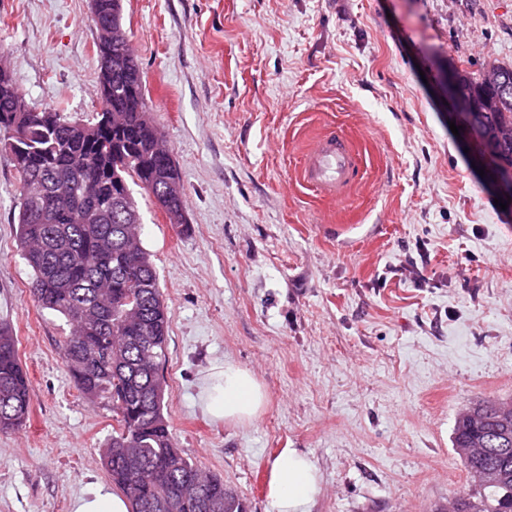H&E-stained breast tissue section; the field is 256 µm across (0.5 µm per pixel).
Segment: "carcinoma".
<instances>
[{"mask_svg": "<svg viewBox=\"0 0 512 512\" xmlns=\"http://www.w3.org/2000/svg\"><path fill=\"white\" fill-rule=\"evenodd\" d=\"M100 63L121 54L126 66L106 76L99 68L102 114L120 111V124L88 141L86 131L49 108L31 113L26 135L12 150L19 178L37 184L42 197L19 194L17 238L32 272L38 305L71 326L61 354L77 389L90 401L112 404L119 424L103 460L130 512H246L224 479L188 485L199 466L178 451L164 415L169 317L157 272L139 236L141 215L123 197L127 178L155 200L171 224H184L179 170L164 151L149 116L137 59L123 40L121 0H92ZM112 29V43L104 32ZM503 82L484 85L460 72L461 95L474 103L473 126L486 137L490 179L512 196V67ZM21 94L0 69V128H9ZM149 338V343L140 337ZM512 401L487 400L459 414L453 445L468 448V473L495 471L492 481H471L450 512H512ZM30 415L29 381L13 332L0 327V432L17 430Z\"/></svg>", "mask_w": 512, "mask_h": 512, "instance_id": "1", "label": "carcinoma"}]
</instances>
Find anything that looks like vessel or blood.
<instances>
[{
  "label": "vessel or blood",
  "instance_id": "1",
  "mask_svg": "<svg viewBox=\"0 0 512 512\" xmlns=\"http://www.w3.org/2000/svg\"><path fill=\"white\" fill-rule=\"evenodd\" d=\"M303 180L324 198L341 202L361 178L359 156L343 132L318 134L304 154Z\"/></svg>",
  "mask_w": 512,
  "mask_h": 512
}]
</instances>
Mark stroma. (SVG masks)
Returning a JSON list of instances; mask_svg holds the SVG:
<instances>
[{"label":"stroma","instance_id":"obj_1","mask_svg":"<svg viewBox=\"0 0 512 512\" xmlns=\"http://www.w3.org/2000/svg\"><path fill=\"white\" fill-rule=\"evenodd\" d=\"M149 113L180 170L185 226L133 187L167 305L165 415L180 453L248 512H272L286 449L321 474L311 512H442L468 493L457 415L512 398V204L449 127V70L512 66V0H122ZM90 0H0V64L30 106L101 111ZM348 135L346 203L300 177L316 133ZM0 132V323L30 380L0 433V512H72L111 487V405L76 389L65 319L42 309L16 237ZM230 361L263 385L254 422L199 393Z\"/></svg>","mask_w":512,"mask_h":512}]
</instances>
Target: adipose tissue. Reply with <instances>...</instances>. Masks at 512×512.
Here are the masks:
<instances>
[{"label": "adipose tissue", "instance_id": "obj_1", "mask_svg": "<svg viewBox=\"0 0 512 512\" xmlns=\"http://www.w3.org/2000/svg\"><path fill=\"white\" fill-rule=\"evenodd\" d=\"M205 410L227 423L257 420L266 403L262 384L231 362L213 366L200 393ZM320 475L309 457L297 450L281 452L269 467L267 496L273 512H310Z\"/></svg>", "mask_w": 512, "mask_h": 512}]
</instances>
